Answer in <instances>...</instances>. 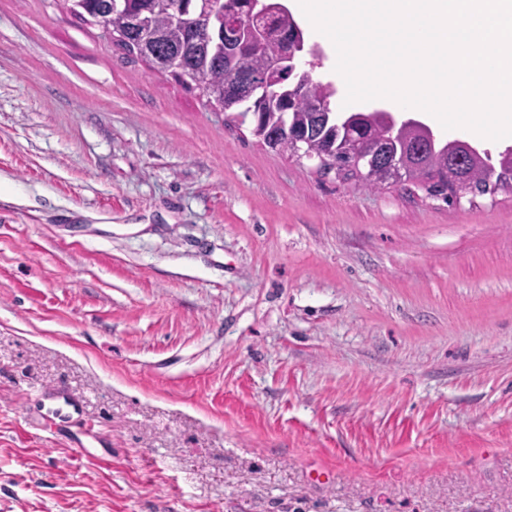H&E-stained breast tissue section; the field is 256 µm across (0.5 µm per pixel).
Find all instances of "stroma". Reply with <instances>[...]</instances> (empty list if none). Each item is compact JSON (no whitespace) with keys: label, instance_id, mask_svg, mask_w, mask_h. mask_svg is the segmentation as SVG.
Wrapping results in <instances>:
<instances>
[{"label":"stroma","instance_id":"stroma-1","mask_svg":"<svg viewBox=\"0 0 512 512\" xmlns=\"http://www.w3.org/2000/svg\"><path fill=\"white\" fill-rule=\"evenodd\" d=\"M0 512H512V190L323 172L0 0Z\"/></svg>","mask_w":512,"mask_h":512}]
</instances>
